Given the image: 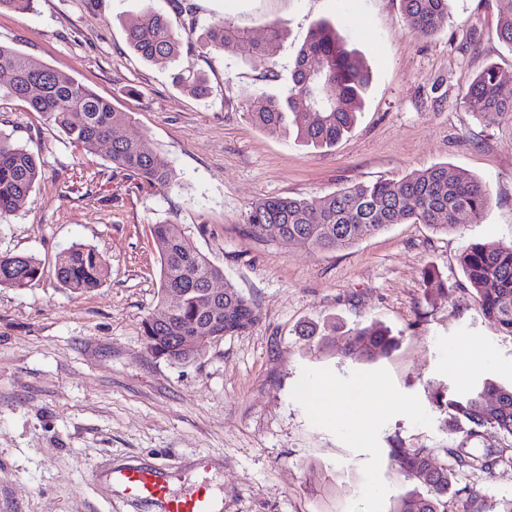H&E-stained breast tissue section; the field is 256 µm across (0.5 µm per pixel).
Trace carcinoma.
Wrapping results in <instances>:
<instances>
[{
  "mask_svg": "<svg viewBox=\"0 0 512 512\" xmlns=\"http://www.w3.org/2000/svg\"><path fill=\"white\" fill-rule=\"evenodd\" d=\"M403 19L411 30L432 35L448 22V0H400ZM499 39L512 47V0H497ZM133 53L148 62L174 61L184 38L170 19L150 8L125 30ZM284 32L269 26L256 42L248 30L218 18L211 22L205 46L222 55L246 52L259 66L274 65ZM370 71L359 55L347 48L336 28L315 23L297 52L288 85L278 94L260 92L247 108V119L275 136L292 130L296 138L314 148L336 144L354 127ZM175 86L195 96H206L203 73L184 69L174 75ZM468 109L488 124L512 113V96L501 91L499 70L489 65L471 78L464 89ZM21 102L46 124L61 130L69 143L87 155L107 157L112 167L134 180L147 193L169 190L175 181L170 162L154 152L143 137H126L118 130L131 116L97 95L74 76L38 63L16 48L0 43V106ZM41 176L35 155L0 134V218L16 213ZM491 202L486 185L446 165L416 170L398 181L355 183L323 199L264 198L250 211L245 231L267 242L266 227L275 225L283 242L314 251L349 247L363 236L393 224H427L437 231L456 230L477 221ZM154 239L162 242L160 304L142 323L151 354L175 364L196 361L215 342L249 330L258 321L254 304L224 279V271L201 253L177 224H154ZM459 264L484 316L512 336V242L488 245L471 242ZM55 275L62 287L83 293L99 287L108 272L91 247L75 243L56 260ZM42 276V264L33 255L0 253V287L24 289ZM224 281V299L207 301L209 284ZM180 300L171 298V291ZM316 347L341 344L344 359L376 360L389 356L399 339L377 322L359 325L341 334L336 328L306 332ZM436 411L453 433L465 429L466 438L479 440L493 430L512 439V385L488 378L463 392L438 386L431 395ZM459 468L492 475L512 466V443L480 452L463 446L446 448ZM392 465L406 480L426 493L406 492L393 501L391 512H512V497L489 500L476 491L459 495L452 490L456 470L434 463L432 448L389 449Z\"/></svg>",
  "mask_w": 512,
  "mask_h": 512,
  "instance_id": "cac0c4a2",
  "label": "carcinoma"
}]
</instances>
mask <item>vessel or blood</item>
Segmentation results:
<instances>
[{
  "label": "vessel or blood",
  "mask_w": 512,
  "mask_h": 512,
  "mask_svg": "<svg viewBox=\"0 0 512 512\" xmlns=\"http://www.w3.org/2000/svg\"><path fill=\"white\" fill-rule=\"evenodd\" d=\"M102 479L133 501L142 503L152 512H216V498L203 484L175 495L168 486V475L159 466L129 465L121 469H107Z\"/></svg>",
  "instance_id": "vessel-or-blood-1"
}]
</instances>
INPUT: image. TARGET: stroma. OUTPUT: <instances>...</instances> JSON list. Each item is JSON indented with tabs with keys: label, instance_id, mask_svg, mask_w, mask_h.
Returning <instances> with one entry per match:
<instances>
[{
	"label": "stroma",
	"instance_id": "stroma-1",
	"mask_svg": "<svg viewBox=\"0 0 512 512\" xmlns=\"http://www.w3.org/2000/svg\"><path fill=\"white\" fill-rule=\"evenodd\" d=\"M147 5L189 32L178 63L130 51L125 29ZM217 17L257 40L282 26L275 65L205 49ZM321 20L360 54L371 81L352 131L317 149L267 135L245 111L256 92L287 85ZM497 22L496 0H448V23L431 36L408 29L400 0H37L32 12L0 13V42L130 113L122 135L147 137L175 173L170 190L140 193L37 113L16 105L0 114V133L42 164L25 205L0 221V252L44 265L31 287L0 288V512H149L100 479L129 464L163 467L177 491L209 482L223 512H391L413 488L391 464L393 444L437 449L445 463L443 448L464 438L445 431L432 390L484 377L512 384V336L484 317L458 261L471 241H512V114L489 125L462 99L465 80L490 64L512 95V47ZM175 66L204 72L211 96L173 86ZM440 164L489 188L477 223L448 234L395 224L327 252L244 231L261 199L322 198ZM158 223L182 226L259 314L187 365L155 358L142 336L159 299L149 234ZM75 243L108 271L88 293L55 277L56 256ZM430 265L448 290L429 297ZM374 321L400 338L375 361L318 351L298 335L305 324ZM362 383L372 393L357 412L349 397ZM330 385L341 396L325 414L305 396ZM454 486L510 497L512 468L461 471Z\"/></svg>",
	"mask_w": 512,
	"mask_h": 512
}]
</instances>
